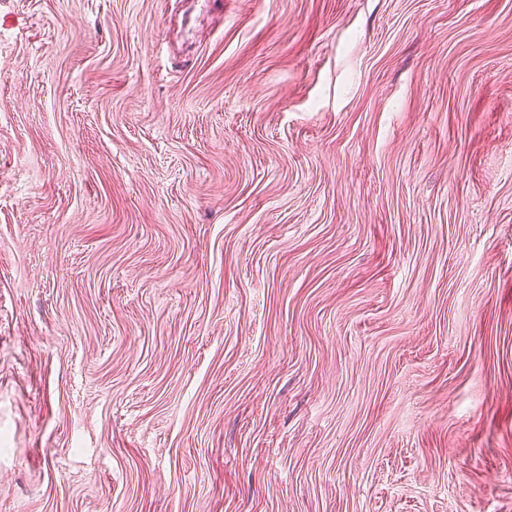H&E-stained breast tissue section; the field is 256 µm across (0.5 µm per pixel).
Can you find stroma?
Wrapping results in <instances>:
<instances>
[{"label": "stroma", "instance_id": "obj_1", "mask_svg": "<svg viewBox=\"0 0 512 512\" xmlns=\"http://www.w3.org/2000/svg\"><path fill=\"white\" fill-rule=\"evenodd\" d=\"M0 512H512V0H0Z\"/></svg>", "mask_w": 512, "mask_h": 512}]
</instances>
